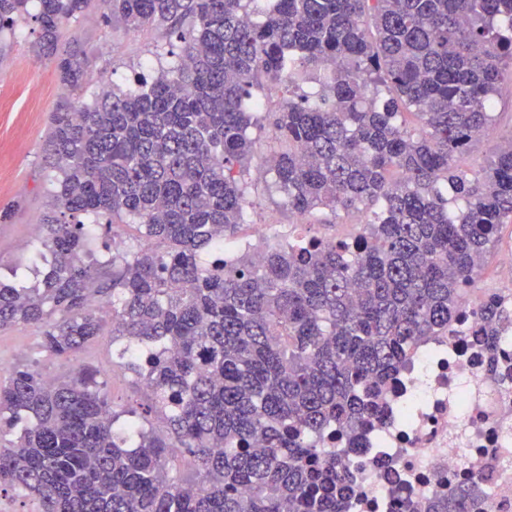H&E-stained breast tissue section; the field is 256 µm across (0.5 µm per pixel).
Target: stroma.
Instances as JSON below:
<instances>
[{
	"label": "stroma",
	"instance_id": "stroma-1",
	"mask_svg": "<svg viewBox=\"0 0 512 512\" xmlns=\"http://www.w3.org/2000/svg\"><path fill=\"white\" fill-rule=\"evenodd\" d=\"M32 21H18L9 41L10 53L0 58V211L12 213L9 223H0V279L18 276L33 280L35 263L32 236L49 198L45 186L49 170L44 161L50 118L63 95L51 61L34 51L36 35ZM67 40L80 43L94 60L96 83L131 90L138 75L154 76L161 69L154 56L159 44L176 43V36L154 32L130 34L122 26L106 24L101 8H93L66 33ZM236 240L259 245L255 234L259 224L289 226L301 224L304 233L323 239L343 238L365 223V214L338 213L328 224L302 222L288 210L272 177L256 181ZM116 345L102 336L69 360L49 356L37 332L23 326L0 330V373L15 366L29 365L46 376L63 379L76 368L99 369L106 390L117 406L135 404L141 398L134 373L113 366Z\"/></svg>",
	"mask_w": 512,
	"mask_h": 512
}]
</instances>
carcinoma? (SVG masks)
<instances>
[{
	"label": "carcinoma",
	"mask_w": 512,
	"mask_h": 512,
	"mask_svg": "<svg viewBox=\"0 0 512 512\" xmlns=\"http://www.w3.org/2000/svg\"><path fill=\"white\" fill-rule=\"evenodd\" d=\"M0 0V33L38 26L35 52L65 89L46 154L57 172L39 220L31 283L0 281V329L40 335L68 360L122 336L144 403L114 408L81 370L50 379L18 366L0 381V492L38 512H344L347 456L381 420L413 346L465 310L501 225L512 224V137L485 164L461 159L490 134L512 70V0H100L134 34L165 28L180 52L134 93L90 87L93 61L69 27L95 0ZM329 68L313 95L259 113L262 81ZM414 109L417 126L400 122ZM265 121L269 160L301 217L364 207L352 238L280 235L222 255L244 220L242 179ZM135 228L142 244L100 260L98 229ZM469 335L493 356L512 312L490 295ZM165 430L145 427L150 416ZM191 457L196 479L177 462ZM424 512H485L475 485Z\"/></svg>",
	"instance_id": "1"
}]
</instances>
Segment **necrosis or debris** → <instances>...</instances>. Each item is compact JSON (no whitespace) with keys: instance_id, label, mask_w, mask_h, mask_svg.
<instances>
[{"instance_id":"necrosis-or-debris-1","label":"necrosis or debris","mask_w":512,"mask_h":512,"mask_svg":"<svg viewBox=\"0 0 512 512\" xmlns=\"http://www.w3.org/2000/svg\"><path fill=\"white\" fill-rule=\"evenodd\" d=\"M472 318L465 313L414 348L390 384L387 418L357 447L327 435L326 447L352 461L356 493L346 512H400L402 499L419 506L471 481L489 512H512V384L488 367L512 369V327L489 356L467 333Z\"/></svg>"}]
</instances>
